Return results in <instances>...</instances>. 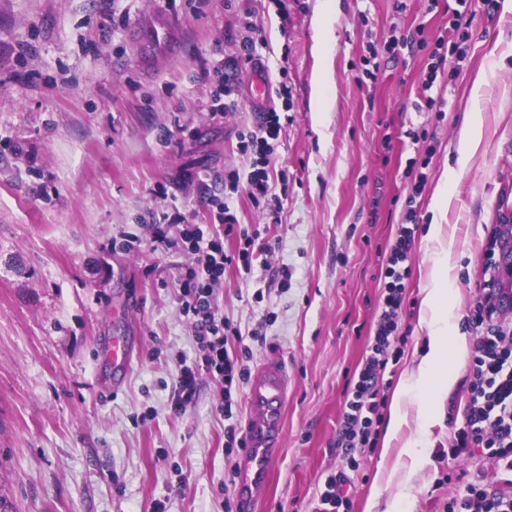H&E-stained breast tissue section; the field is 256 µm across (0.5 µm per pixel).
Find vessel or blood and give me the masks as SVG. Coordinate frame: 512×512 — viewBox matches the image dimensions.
I'll list each match as a JSON object with an SVG mask.
<instances>
[{
	"label": "vessel or blood",
	"instance_id": "obj_1",
	"mask_svg": "<svg viewBox=\"0 0 512 512\" xmlns=\"http://www.w3.org/2000/svg\"><path fill=\"white\" fill-rule=\"evenodd\" d=\"M138 350L132 336L104 341L102 351L112 365V385L120 387ZM288 373L274 359L261 360L249 381L246 401L249 416L245 427L246 449L237 465L238 504L249 512L262 491L269 467L283 440V411L287 399Z\"/></svg>",
	"mask_w": 512,
	"mask_h": 512
}]
</instances>
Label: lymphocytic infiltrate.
Listing matches in <instances>:
<instances>
[{"instance_id":"lymphocytic-infiltrate-1","label":"lymphocytic infiltrate","mask_w":512,"mask_h":512,"mask_svg":"<svg viewBox=\"0 0 512 512\" xmlns=\"http://www.w3.org/2000/svg\"><path fill=\"white\" fill-rule=\"evenodd\" d=\"M282 128L279 113L262 112L239 141L240 151L249 150L259 156L258 168L247 178L248 196L254 205L274 214L279 213L281 200L272 192L268 166L274 152L272 142L278 139ZM220 210L222 233L208 235L201 225L179 219L175 222L177 236H168L158 228L150 245L155 250L180 246L190 256L179 280V311L193 330L198 352L192 360L179 362L178 378L172 388V410L184 411L196 398L200 376L210 378L220 388L219 411L229 421L224 429V446L230 451L244 444L232 419L240 412L239 391L248 376L245 361L251 349L243 345L240 329L220 313L214 293L224 285L226 268L251 273L255 261L268 249L259 244V232L241 227L229 204H221ZM417 229L416 211L407 208L382 268L378 314L366 357L346 390L336 444L350 456L370 444L373 420L384 403L380 396L384 372L389 362L401 358L405 339L399 334V324ZM228 238L236 239V250H225L224 241ZM464 417V426L452 439L453 456L470 448H485L498 469L512 472L511 325L492 327L474 337ZM448 512H512V494L494 483L475 481L449 502Z\"/></svg>"}]
</instances>
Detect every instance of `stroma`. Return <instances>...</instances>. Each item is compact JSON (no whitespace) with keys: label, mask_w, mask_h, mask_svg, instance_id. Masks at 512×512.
<instances>
[{"label":"stroma","mask_w":512,"mask_h":512,"mask_svg":"<svg viewBox=\"0 0 512 512\" xmlns=\"http://www.w3.org/2000/svg\"><path fill=\"white\" fill-rule=\"evenodd\" d=\"M0 0V512H224L227 455L218 392L201 378L194 404L171 410L178 355H193L179 313L186 253L151 251L152 227L181 212L212 224L207 196H225L241 225L260 230L287 285L227 269L220 312L249 338L248 367L268 355L288 368L285 439L253 512H316L328 480L344 475L350 512H385L395 486L379 468L405 469L395 441L347 458L336 445L345 390L376 317L385 262L415 179L419 240L409 261L406 343L388 364L391 395L417 350L432 195L455 165L471 83L490 73L484 140L441 221L458 242L453 296L458 333L473 339L486 244L512 185V13L472 0L468 38L450 28L455 0ZM260 31L253 61L242 42ZM407 39L397 55L391 38ZM445 69L424 92L429 47ZM379 47L375 77L363 59ZM236 68L226 79L217 62ZM264 64L269 109L288 119L270 182L282 200L269 223L228 173L247 178L254 154L239 136L255 121L250 73ZM442 101L424 106L425 95ZM228 103L211 109L213 97ZM140 248L123 245L128 234ZM261 340H251L252 331ZM136 336L123 389L98 352ZM469 371L461 364L438 404L428 453L406 512H445L460 480L505 484L486 449L451 458Z\"/></svg>","instance_id":"35a3bbf8"}]
</instances>
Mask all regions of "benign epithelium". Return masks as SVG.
Instances as JSON below:
<instances>
[{
	"label": "benign epithelium",
	"instance_id": "1",
	"mask_svg": "<svg viewBox=\"0 0 512 512\" xmlns=\"http://www.w3.org/2000/svg\"><path fill=\"white\" fill-rule=\"evenodd\" d=\"M487 264L480 286L483 314L503 317L512 309V202L503 201L487 243Z\"/></svg>",
	"mask_w": 512,
	"mask_h": 512
}]
</instances>
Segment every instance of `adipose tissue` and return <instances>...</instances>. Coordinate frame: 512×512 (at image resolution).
<instances>
[{
    "label": "adipose tissue",
    "mask_w": 512,
    "mask_h": 512,
    "mask_svg": "<svg viewBox=\"0 0 512 512\" xmlns=\"http://www.w3.org/2000/svg\"><path fill=\"white\" fill-rule=\"evenodd\" d=\"M483 133V115L475 104L468 113L457 165L446 170L433 194L434 213L441 215L448 210L452 201L449 188L462 178L482 143ZM427 245L431 266L427 285L422 290L419 314V323L427 331V344L423 352L414 354L391 396L382 439V447L387 450L400 434H407L403 451L415 463L421 461L423 439L436 422V399L447 391L454 378L448 363L461 358L465 343L464 337L454 332L459 319L451 290L456 268L455 238L448 235L443 224L435 222L429 226Z\"/></svg>",
    "instance_id": "ef3b65f1"
}]
</instances>
